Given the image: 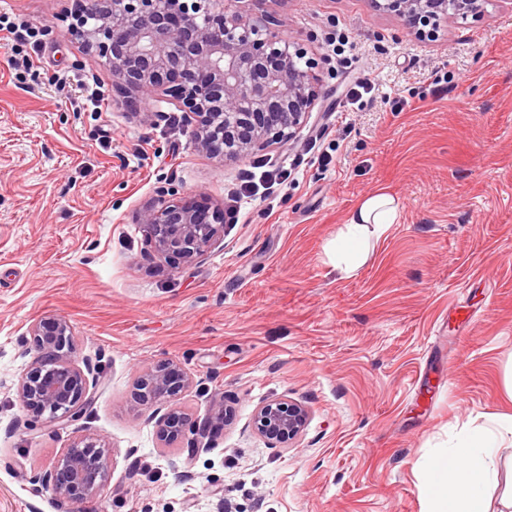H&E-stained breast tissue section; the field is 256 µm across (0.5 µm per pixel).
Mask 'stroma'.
<instances>
[{"mask_svg":"<svg viewBox=\"0 0 512 512\" xmlns=\"http://www.w3.org/2000/svg\"><path fill=\"white\" fill-rule=\"evenodd\" d=\"M77 7L0 0L41 43L25 70L26 47L0 40V512H60L32 476L83 436L109 448V478L74 512H421L425 459L512 414V0L422 38L373 0H243L314 59L319 97L262 153L295 171L286 204L246 206L192 262L158 259L136 214L162 186L224 203L255 160L197 151L167 96L119 106L67 32ZM84 76L108 111H89ZM360 80L378 90L348 105ZM380 190L399 221L343 275L327 244ZM54 317L72 360L97 366L90 412L63 426L17 395L30 328ZM168 360L194 379L178 401L193 424L214 400L232 411L208 449L191 433L162 445L133 396L137 371ZM271 399L309 412L275 447L252 428Z\"/></svg>","mask_w":512,"mask_h":512,"instance_id":"stroma-1","label":"stroma"}]
</instances>
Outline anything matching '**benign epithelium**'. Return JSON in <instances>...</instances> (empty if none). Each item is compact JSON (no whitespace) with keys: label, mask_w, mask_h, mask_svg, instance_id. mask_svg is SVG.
Wrapping results in <instances>:
<instances>
[{"label":"benign epithelium","mask_w":512,"mask_h":512,"mask_svg":"<svg viewBox=\"0 0 512 512\" xmlns=\"http://www.w3.org/2000/svg\"><path fill=\"white\" fill-rule=\"evenodd\" d=\"M241 0H84L68 30L111 68L120 103L136 112L158 93L197 118L196 149L224 161L242 159L259 147L291 141L318 98L311 62L276 32L265 29L236 4ZM404 18L417 33L442 16L480 12L481 0H374ZM138 224L159 255L203 257L224 230V210L209 198L161 187L140 212ZM37 356L21 375L17 394L35 419L66 425L84 417L91 361L71 360L76 336L64 318L31 328ZM193 384L177 362L141 367L135 399L154 414L158 436L170 442L190 426L177 406ZM209 425L225 424L224 400L214 402ZM309 421L296 403L273 399L254 412L252 425L272 444L297 437ZM207 425V426H209ZM207 426L197 428L203 435ZM109 454L87 438L73 441L55 465L33 476L61 505L94 499L108 481Z\"/></svg>","instance_id":"benign-epithelium-1"}]
</instances>
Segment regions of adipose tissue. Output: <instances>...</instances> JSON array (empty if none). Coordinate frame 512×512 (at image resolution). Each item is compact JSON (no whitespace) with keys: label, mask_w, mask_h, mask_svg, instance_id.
Returning <instances> with one entry per match:
<instances>
[{"label":"adipose tissue","mask_w":512,"mask_h":512,"mask_svg":"<svg viewBox=\"0 0 512 512\" xmlns=\"http://www.w3.org/2000/svg\"><path fill=\"white\" fill-rule=\"evenodd\" d=\"M399 200L378 191L366 196L331 243L336 268L354 273L364 263L370 238L382 237L397 223ZM512 446V415L494 427H476L457 446L430 458L425 465V512H512V491L494 499L489 491L497 479L499 453Z\"/></svg>","instance_id":"adipose-tissue-1"}]
</instances>
